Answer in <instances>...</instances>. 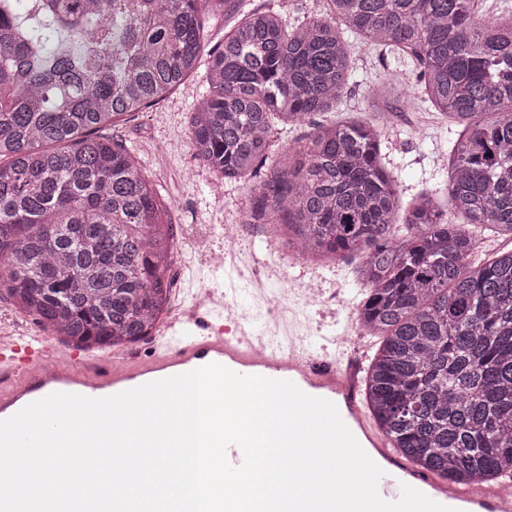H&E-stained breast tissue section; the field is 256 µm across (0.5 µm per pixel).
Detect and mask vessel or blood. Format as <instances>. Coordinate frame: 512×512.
Instances as JSON below:
<instances>
[{
    "instance_id": "vessel-or-blood-1",
    "label": "vessel or blood",
    "mask_w": 512,
    "mask_h": 512,
    "mask_svg": "<svg viewBox=\"0 0 512 512\" xmlns=\"http://www.w3.org/2000/svg\"><path fill=\"white\" fill-rule=\"evenodd\" d=\"M157 352L147 361L132 356L92 357L61 352L45 337L30 333L0 336V420L55 392L106 397L143 377L173 376L177 367L211 363L240 375L289 380L305 393L334 402L362 448L385 472L378 491L397 500L410 485L454 512H512V481L494 489L483 484L453 485L439 473L416 467L371 427L361 398L367 349H348L336 340L335 359L314 356L301 337L269 326L255 327L226 313L224 299L208 291L195 295L187 311L170 320L156 337Z\"/></svg>"
}]
</instances>
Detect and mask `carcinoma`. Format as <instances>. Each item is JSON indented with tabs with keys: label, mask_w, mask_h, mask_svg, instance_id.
<instances>
[{
	"label": "carcinoma",
	"mask_w": 512,
	"mask_h": 512,
	"mask_svg": "<svg viewBox=\"0 0 512 512\" xmlns=\"http://www.w3.org/2000/svg\"><path fill=\"white\" fill-rule=\"evenodd\" d=\"M0 0V289L77 348L151 332L168 299L165 207L135 156L99 134L164 100L201 61L197 158L249 186L246 224H278L301 256L357 254L359 321L380 345L366 401L393 447L453 484L512 467V249L474 261L477 234L512 239V13L477 0H326L289 23L228 0H42L35 17L81 45L53 55ZM352 33L411 63L421 102L458 129L445 196L398 219L399 182L363 118L319 124L281 153L278 128L334 112L352 83ZM463 218L450 223L442 203ZM409 226L398 239L395 224Z\"/></svg>",
	"instance_id": "cac0c4a2"
}]
</instances>
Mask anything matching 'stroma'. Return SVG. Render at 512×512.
<instances>
[{
    "label": "stroma",
    "instance_id": "stroma-1",
    "mask_svg": "<svg viewBox=\"0 0 512 512\" xmlns=\"http://www.w3.org/2000/svg\"><path fill=\"white\" fill-rule=\"evenodd\" d=\"M353 85L339 111L315 116L313 124L279 135L278 147L312 133L314 124L362 117L381 133V154L400 183L403 201L425 189H442L447 181L443 160L455 133L447 118L426 104L405 107L401 97L416 87V71L385 56L370 42L352 38ZM203 70H195L168 97L145 111L104 129L134 152L140 168L166 205L164 218L173 229L174 243H188L185 253L174 254L169 271V299L164 314L177 312L202 290L223 294L255 323H296L310 349L319 356L334 353L339 336L359 333V306L364 288L357 274L360 257L318 263L289 248L280 229L268 224L242 223L248 195L245 181L218 179L194 155L190 120L207 91ZM391 79L397 96L370 103L367 91ZM235 224L239 238L224 239L223 227ZM223 250L224 262H211V252ZM265 283V296H257L255 280ZM314 280L332 304L283 301L290 282Z\"/></svg>",
    "mask_w": 512,
    "mask_h": 512
}]
</instances>
